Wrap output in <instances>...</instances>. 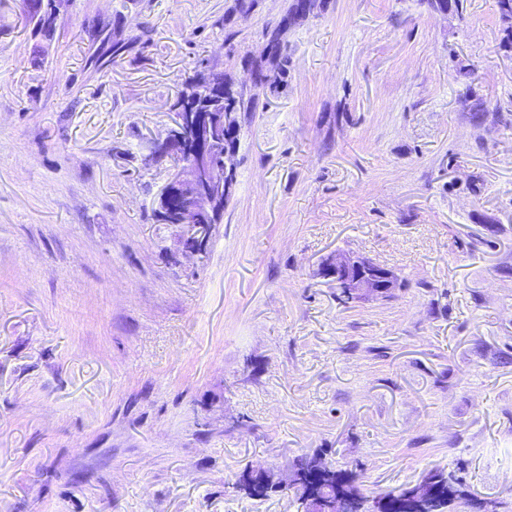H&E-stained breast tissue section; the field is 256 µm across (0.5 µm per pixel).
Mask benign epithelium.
<instances>
[{
	"mask_svg": "<svg viewBox=\"0 0 512 512\" xmlns=\"http://www.w3.org/2000/svg\"><path fill=\"white\" fill-rule=\"evenodd\" d=\"M236 116L230 110L216 112L205 104H195L174 113L165 138L155 145L156 156L166 158L182 153L190 134L200 144L174 169L157 196L162 217L181 229L183 247L192 255L201 253L210 238L219 202L234 190L236 144L230 141L229 128ZM317 274L336 285L352 303L383 299L396 286L391 269L343 250L329 254ZM309 509L347 512L346 506L333 497L319 499Z\"/></svg>",
	"mask_w": 512,
	"mask_h": 512,
	"instance_id": "obj_1",
	"label": "benign epithelium"
}]
</instances>
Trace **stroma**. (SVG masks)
Returning <instances> with one entry per match:
<instances>
[{
    "instance_id": "stroma-1",
    "label": "stroma",
    "mask_w": 512,
    "mask_h": 512,
    "mask_svg": "<svg viewBox=\"0 0 512 512\" xmlns=\"http://www.w3.org/2000/svg\"><path fill=\"white\" fill-rule=\"evenodd\" d=\"M0 0V512H296L319 453L512 512V44L497 0ZM279 63L273 82L258 70ZM240 114L203 255L152 202L197 70ZM391 297L341 303L336 250ZM320 278L336 285L348 302L383 299L396 286L391 269L359 254L336 250L317 270ZM260 478L261 475L259 472L245 469L238 479L231 484V489L233 492L245 495L249 498H264L270 496L271 493L279 491L270 487L261 486Z\"/></svg>"
}]
</instances>
